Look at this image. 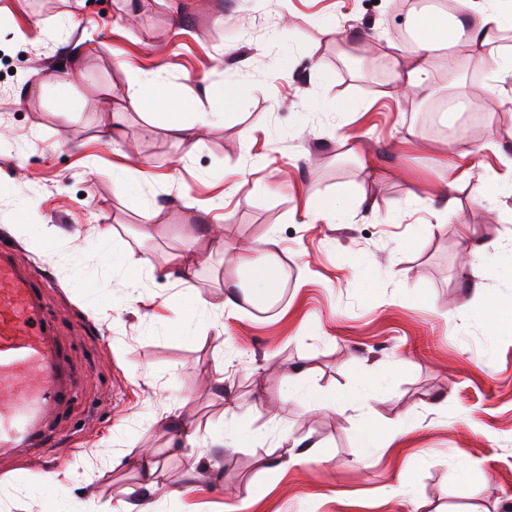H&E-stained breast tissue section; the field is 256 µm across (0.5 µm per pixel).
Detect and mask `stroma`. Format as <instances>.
Segmentation results:
<instances>
[{
  "label": "stroma",
  "instance_id": "stroma-1",
  "mask_svg": "<svg viewBox=\"0 0 512 512\" xmlns=\"http://www.w3.org/2000/svg\"><path fill=\"white\" fill-rule=\"evenodd\" d=\"M416 14L403 0H0V247L48 282L71 390L41 422L55 462L0 451V512H512V331L487 308L512 304V197L479 202L512 171V77L491 87L461 42L432 59L431 93L387 97L395 35ZM65 15L61 35L15 33ZM135 70L223 124L181 142L166 108L125 110ZM457 98L465 111L431 132L433 107ZM129 152L152 174L147 229L112 177ZM365 157L397 178L367 181ZM447 170L459 179L441 224ZM342 186L343 223L314 219ZM215 222L220 251L203 239ZM43 223L54 235L36 248L10 230ZM272 233L274 301L217 310L234 250ZM192 234L190 275L155 274ZM341 390L353 399L304 407ZM181 419L197 447H177ZM287 439L310 458L285 465ZM141 448L159 463L152 492ZM474 464L484 479L468 489ZM50 475L66 480L52 500Z\"/></svg>",
  "mask_w": 512,
  "mask_h": 512
}]
</instances>
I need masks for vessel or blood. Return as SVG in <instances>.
Returning <instances> with one entry per match:
<instances>
[{"mask_svg":"<svg viewBox=\"0 0 512 512\" xmlns=\"http://www.w3.org/2000/svg\"><path fill=\"white\" fill-rule=\"evenodd\" d=\"M41 283L0 250V448L43 442L39 413L62 399L65 382L40 299Z\"/></svg>","mask_w":512,"mask_h":512,"instance_id":"1","label":"vessel or blood"}]
</instances>
